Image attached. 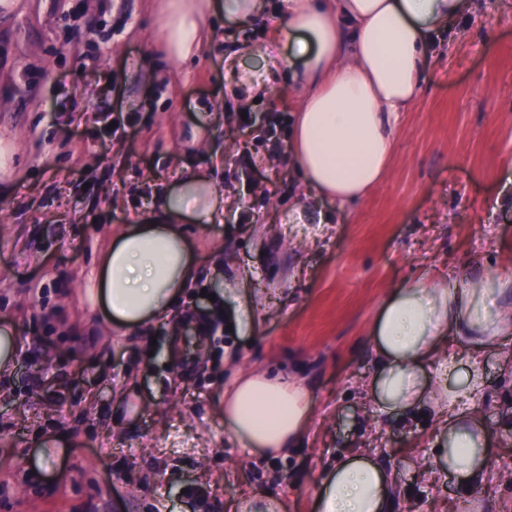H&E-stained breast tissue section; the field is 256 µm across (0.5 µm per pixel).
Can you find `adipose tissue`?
<instances>
[{
    "label": "adipose tissue",
    "mask_w": 512,
    "mask_h": 512,
    "mask_svg": "<svg viewBox=\"0 0 512 512\" xmlns=\"http://www.w3.org/2000/svg\"><path fill=\"white\" fill-rule=\"evenodd\" d=\"M274 34L288 42L286 66L299 101L288 150L306 189L342 206L378 184L396 142L402 112L414 104L426 61L441 32L453 27L469 0H284ZM220 8L244 24L265 0H160L161 44L185 61L201 48L206 13ZM224 200L211 180L187 171L156 199L151 214L115 237L93 272L91 298L114 325L135 329L169 320L191 280L194 257L183 220L212 223ZM512 334V270L490 281L470 271L446 281L422 272L393 288L370 332L377 361L371 387L387 411L432 408L447 418L436 456L439 470L466 489L490 472L489 435L461 401L481 382L480 355ZM472 364L459 371L440 361L446 343ZM438 364L434 378L425 368ZM310 419L305 387L296 379L244 373L224 395V426L256 454L294 445ZM394 480L366 455H352L321 477L315 512H393Z\"/></svg>",
    "instance_id": "1"
}]
</instances>
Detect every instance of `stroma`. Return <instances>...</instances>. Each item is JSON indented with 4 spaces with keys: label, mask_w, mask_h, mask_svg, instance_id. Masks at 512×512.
I'll return each mask as SVG.
<instances>
[{
    "label": "stroma",
    "mask_w": 512,
    "mask_h": 512,
    "mask_svg": "<svg viewBox=\"0 0 512 512\" xmlns=\"http://www.w3.org/2000/svg\"><path fill=\"white\" fill-rule=\"evenodd\" d=\"M267 2L242 25L211 12L184 63L159 48L156 0L0 5V320L17 333L0 375V512H229L252 492L312 512L323 471L357 453L392 473L395 512H512V335L484 352L466 402L491 471L467 490L436 467V416L380 408L368 348L389 291L421 268L512 267V0H472L427 63L383 180L341 210L295 174L287 78L247 108L231 100L228 58H281L267 42L283 0ZM128 112L135 133L105 132ZM185 168L208 173L224 212L184 227L196 264L175 317L112 328L92 271ZM199 311L204 337L186 322ZM243 371L307 388L294 448L259 456L225 429ZM57 436L48 479L32 463Z\"/></svg>",
    "instance_id": "stroma-1"
}]
</instances>
